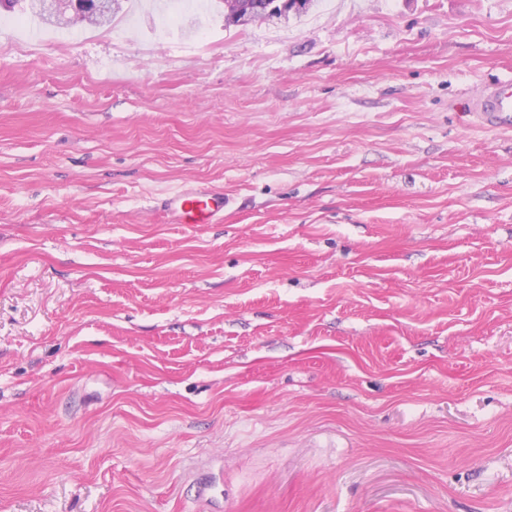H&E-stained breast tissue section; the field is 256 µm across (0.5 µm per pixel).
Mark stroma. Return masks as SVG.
<instances>
[{
    "instance_id": "35a3bbf8",
    "label": "stroma",
    "mask_w": 512,
    "mask_h": 512,
    "mask_svg": "<svg viewBox=\"0 0 512 512\" xmlns=\"http://www.w3.org/2000/svg\"><path fill=\"white\" fill-rule=\"evenodd\" d=\"M497 80L512 0L0 12V512H512ZM263 2V0H240V16L245 17L247 20L241 23L239 19H231L228 16L224 15L225 24L227 26L246 27L250 25V23L252 22L270 21L268 19L269 15H266L259 9V7L263 5ZM475 112H482L491 126L512 124V86L499 82L490 83L473 99ZM227 203L223 190L184 188L168 200L166 210L179 224H214L224 217Z\"/></svg>"
}]
</instances>
